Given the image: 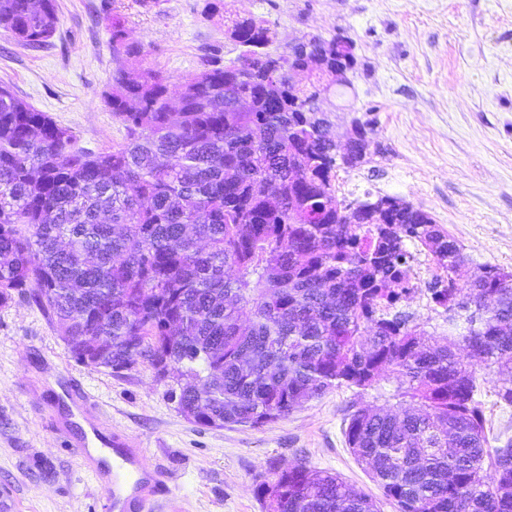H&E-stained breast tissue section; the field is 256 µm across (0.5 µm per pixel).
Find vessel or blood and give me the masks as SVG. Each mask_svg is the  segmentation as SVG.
<instances>
[{"mask_svg": "<svg viewBox=\"0 0 512 512\" xmlns=\"http://www.w3.org/2000/svg\"><path fill=\"white\" fill-rule=\"evenodd\" d=\"M70 400L86 422L72 448L98 478L102 512H153L159 502L169 501L166 476L145 451L111 436L109 427L92 414L94 401L80 388H72Z\"/></svg>", "mask_w": 512, "mask_h": 512, "instance_id": "vessel-or-blood-1", "label": "vessel or blood"}]
</instances>
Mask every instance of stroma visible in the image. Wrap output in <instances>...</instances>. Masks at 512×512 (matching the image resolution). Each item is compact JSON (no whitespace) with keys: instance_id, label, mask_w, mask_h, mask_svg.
Here are the masks:
<instances>
[{"instance_id":"stroma-1","label":"stroma","mask_w":512,"mask_h":512,"mask_svg":"<svg viewBox=\"0 0 512 512\" xmlns=\"http://www.w3.org/2000/svg\"><path fill=\"white\" fill-rule=\"evenodd\" d=\"M205 0H57L48 46L32 50L0 31V81L98 152L125 130L105 101L112 73L108 19L120 13L144 44L132 69L173 80L211 56L239 49ZM240 15L277 25V50L308 34L355 43L353 88L329 94L332 135L372 116L378 147L340 173L346 200L383 194L431 214L475 263L512 268V0H236ZM74 380L99 419L136 441L169 476L180 512H264L257 486L302 462L340 474L373 497L381 491L348 450L350 405H380L381 390L336 388L287 418L259 427L205 428L185 418L149 365L113 372L72 358L42 310L16 297L0 305V512H101L94 473L69 449L77 425L55 396Z\"/></svg>"}]
</instances>
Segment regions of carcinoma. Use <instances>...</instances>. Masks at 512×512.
I'll use <instances>...</instances> for the list:
<instances>
[{
	"instance_id": "carcinoma-1",
	"label": "carcinoma",
	"mask_w": 512,
	"mask_h": 512,
	"mask_svg": "<svg viewBox=\"0 0 512 512\" xmlns=\"http://www.w3.org/2000/svg\"><path fill=\"white\" fill-rule=\"evenodd\" d=\"M224 34L240 48L181 78L150 67L112 15L108 106L126 130L108 151L81 147L0 85V304L31 299L72 357L102 338L98 368L120 372L147 351L187 379L178 409L203 427H258L333 388L392 378L413 407H349L345 442L397 512H512V438L488 447L479 378L444 338L399 306L426 292L448 337L512 406V270L473 259L402 198L346 202L339 171L366 163L372 121L354 117L345 156L319 103L353 41L310 34L279 53L264 14L227 0ZM56 0H0V30L40 49ZM244 100L239 109L232 99ZM414 242L439 273L412 281ZM264 512H379L340 475L303 464L259 484Z\"/></svg>"
}]
</instances>
